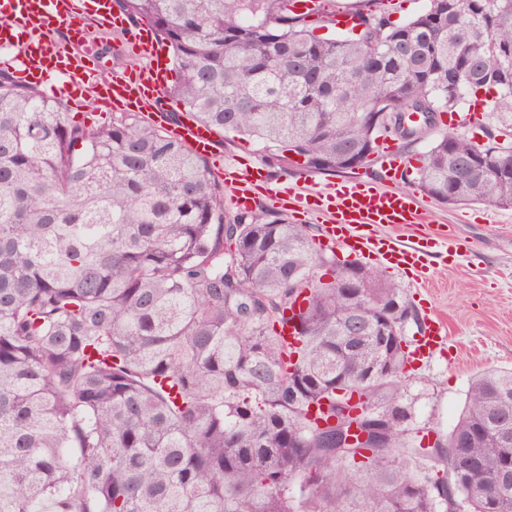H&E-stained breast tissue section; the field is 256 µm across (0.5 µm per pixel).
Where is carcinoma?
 <instances>
[{
    "instance_id": "1",
    "label": "carcinoma",
    "mask_w": 512,
    "mask_h": 512,
    "mask_svg": "<svg viewBox=\"0 0 512 512\" xmlns=\"http://www.w3.org/2000/svg\"><path fill=\"white\" fill-rule=\"evenodd\" d=\"M116 2L171 49L172 120L284 168L368 165L394 103L425 116L410 146L484 91L485 146L445 131L410 183L512 207V0H425L400 26L357 9L367 29L332 38L289 0ZM223 195L140 113L89 122L0 75V512H447L452 469L459 508L512 512V369L471 380L449 433L409 439L400 288L279 214L224 222Z\"/></svg>"
}]
</instances>
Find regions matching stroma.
Returning <instances> with one entry per match:
<instances>
[{
    "label": "stroma",
    "instance_id": "1",
    "mask_svg": "<svg viewBox=\"0 0 512 512\" xmlns=\"http://www.w3.org/2000/svg\"><path fill=\"white\" fill-rule=\"evenodd\" d=\"M87 38L101 51L104 75L141 66L124 50L125 31L85 18ZM427 205L436 224L447 225L454 242L468 245L461 256L437 249L427 280L415 282L386 270L418 317L446 324L443 355L414 364L403 378V403L412 415L409 438L435 429L449 432L462 412L469 384L478 373L512 369V207L480 203Z\"/></svg>",
    "mask_w": 512,
    "mask_h": 512
}]
</instances>
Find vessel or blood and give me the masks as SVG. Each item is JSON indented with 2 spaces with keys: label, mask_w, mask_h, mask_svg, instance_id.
Masks as SVG:
<instances>
[{
  "label": "vessel or blood",
  "mask_w": 512,
  "mask_h": 512,
  "mask_svg": "<svg viewBox=\"0 0 512 512\" xmlns=\"http://www.w3.org/2000/svg\"><path fill=\"white\" fill-rule=\"evenodd\" d=\"M92 16L124 26V19L112 11V0H0V64L10 67L21 82L43 87L51 94H64L80 88L91 94L93 103L112 106L116 111L139 112L157 125H165L160 97L169 81L170 59L154 28L129 30L130 54L144 58L145 66L130 72L103 77L98 55L82 60L74 52L62 51L51 37L53 29L65 28L74 41L83 38V19ZM173 134L184 140L199 156L211 157L217 148L212 128L184 117L173 126ZM381 167L388 179L401 180L406 169L404 158L393 146L381 153ZM225 184L235 189L234 203L250 209L256 192L265 188L269 177L261 163L241 166L237 159L224 160L220 167ZM273 206L302 216L325 218L322 238L332 246L362 258H373L387 268L425 277L431 266L429 242L422 237L408 239L378 234L380 225H419L428 223L430 212L416 191H382L370 179L330 184L310 191L295 183H283L269 196ZM446 325L431 320L418 341V354H430L446 339Z\"/></svg>",
  "instance_id": "obj_1"
}]
</instances>
